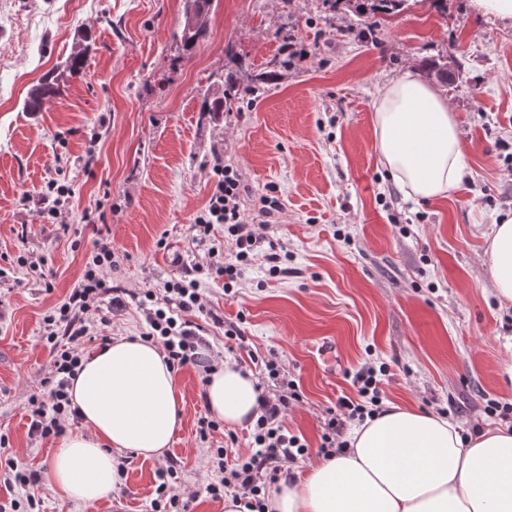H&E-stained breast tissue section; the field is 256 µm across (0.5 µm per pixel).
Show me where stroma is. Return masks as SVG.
I'll list each match as a JSON object with an SVG mask.
<instances>
[{"instance_id": "stroma-1", "label": "stroma", "mask_w": 512, "mask_h": 512, "mask_svg": "<svg viewBox=\"0 0 512 512\" xmlns=\"http://www.w3.org/2000/svg\"><path fill=\"white\" fill-rule=\"evenodd\" d=\"M184 0H0V435L13 457L47 471L57 440L29 435L28 399L50 368L43 319L80 279L97 236L111 239L112 282L158 287L204 261L191 226L210 193L215 160L238 169L241 207L265 196L281 211L262 233L283 242L289 272L254 261L225 292L203 280L214 313L241 322L242 349L194 322L215 352L257 373L275 356L302 393L288 429L304 436V472L321 461L329 408L353 394L350 376L385 362L387 403L444 414L464 430L487 426L489 400L512 403V307L500 306L487 273L486 238L512 213V24L475 14L470 0H411L360 35L355 17L320 0H213L208 33L192 51L179 39ZM304 55L244 109L201 113L208 86L245 58L265 68L285 35ZM86 41L89 62L58 97L29 112V90ZM464 69L441 91L466 142L462 183L447 198L415 201L387 175L374 149L372 106L405 69L432 56ZM71 184L69 224L44 222L48 181ZM103 202L104 224L82 222ZM182 426L168 450L182 462L179 492L191 512H224L205 493L197 420L201 377L177 373ZM123 482L87 508L48 482L33 489L41 512H151L163 463L126 451Z\"/></svg>"}]
</instances>
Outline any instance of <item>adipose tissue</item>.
Returning <instances> with one entry per match:
<instances>
[{
    "label": "adipose tissue",
    "mask_w": 512,
    "mask_h": 512,
    "mask_svg": "<svg viewBox=\"0 0 512 512\" xmlns=\"http://www.w3.org/2000/svg\"><path fill=\"white\" fill-rule=\"evenodd\" d=\"M375 149L406 196L435 200L463 178L466 145L447 99L414 70L373 104ZM497 298L512 302V214L486 250ZM162 349L119 337L85 356L70 387L83 432L65 437L47 471L61 497L93 506L121 484L115 454L162 456L182 423L183 393ZM257 381L225 361L208 375L206 403L230 428L259 415ZM348 448L281 481L265 512H512V432L464 433L453 420L399 405L349 428Z\"/></svg>",
    "instance_id": "1"
}]
</instances>
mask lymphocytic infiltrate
Listing matches in <instances>:
<instances>
[{"label":"lymphocytic infiltrate","mask_w":512,"mask_h":512,"mask_svg":"<svg viewBox=\"0 0 512 512\" xmlns=\"http://www.w3.org/2000/svg\"><path fill=\"white\" fill-rule=\"evenodd\" d=\"M215 176L205 206L192 226L193 239L206 247L208 262L194 264L184 276L134 296L143 317L141 340L160 345L173 369L190 365L203 376L213 370L216 357L210 343L200 336L198 325L189 318L193 312L206 315L211 312L208 298L201 289L202 279H223L225 291H232L242 283L258 255L268 262L269 274L283 272L281 245L256 232L257 227L267 224L269 218L280 212L278 198H263L256 215L246 216L240 208L242 183L237 169L228 165L219 167ZM218 224L223 226L233 249V261H222L219 248L210 243L211 232ZM114 265L111 240L104 236L95 239L79 281L44 318L42 339L51 350L52 361L40 392L29 399L32 436L56 438L80 420L69 388L84 356L82 345L85 339L101 335L110 326L108 310L125 305L120 288L114 286L110 278ZM389 374V365L382 362L354 375L355 396L340 397L336 408L328 412L320 444L324 457L346 449V422L364 420L381 409L386 397L383 384ZM302 400L298 385L288 380H282L277 391H262L258 396L259 415L253 425L251 453L239 458L231 468L225 461L227 448L208 447L206 493L215 499L227 493L242 496L249 512H262L272 487L281 479L292 477L294 465L308 450L305 438L290 433L284 424L290 406ZM6 445L5 437L0 435V467L5 470V481L27 492L24 500H11L10 512H20L24 505L36 507L37 501L30 489L39 484L40 476L36 471L20 467L9 456ZM181 473L179 461L167 458L165 468L158 472L152 512H188V502L177 491Z\"/></svg>","instance_id":"obj_1"}]
</instances>
